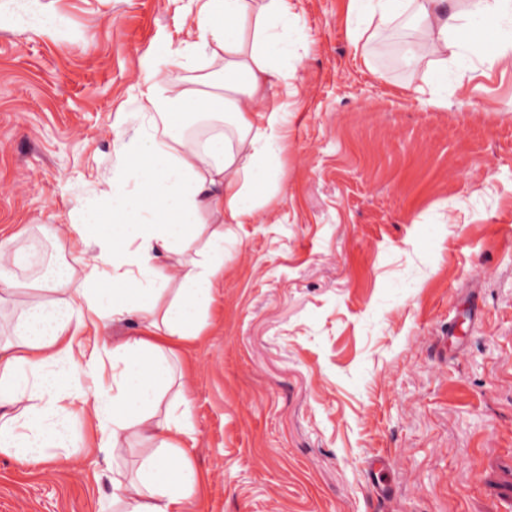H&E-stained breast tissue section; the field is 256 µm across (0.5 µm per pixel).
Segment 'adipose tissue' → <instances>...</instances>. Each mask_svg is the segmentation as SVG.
<instances>
[{
  "mask_svg": "<svg viewBox=\"0 0 512 512\" xmlns=\"http://www.w3.org/2000/svg\"><path fill=\"white\" fill-rule=\"evenodd\" d=\"M192 2V38L169 52L179 75L133 86L141 130L117 141L95 204L63 228H0V454L74 470L68 424L80 417L85 453L141 458L112 480L118 512H199L189 381L233 273L224 229L277 220L269 199L285 114L271 92L296 77L295 2ZM405 16L417 22L411 54L427 61L438 95L449 60L480 52L450 39L461 19L452 0H348L359 39ZM116 321L141 331L110 341Z\"/></svg>",
  "mask_w": 512,
  "mask_h": 512,
  "instance_id": "ef3b65f1",
  "label": "adipose tissue"
}]
</instances>
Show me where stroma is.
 Masks as SVG:
<instances>
[{
	"label": "stroma",
	"instance_id": "obj_1",
	"mask_svg": "<svg viewBox=\"0 0 512 512\" xmlns=\"http://www.w3.org/2000/svg\"><path fill=\"white\" fill-rule=\"evenodd\" d=\"M189 0H0L52 28L0 26V225L66 224L115 160L130 90L176 76ZM274 200L232 225L234 274L196 349L204 512H512V67L497 35L449 65L366 69L346 0H299ZM447 336V349L436 340ZM384 456L390 483L368 482ZM102 456L77 469L0 456V512H100Z\"/></svg>",
	"mask_w": 512,
	"mask_h": 512
}]
</instances>
